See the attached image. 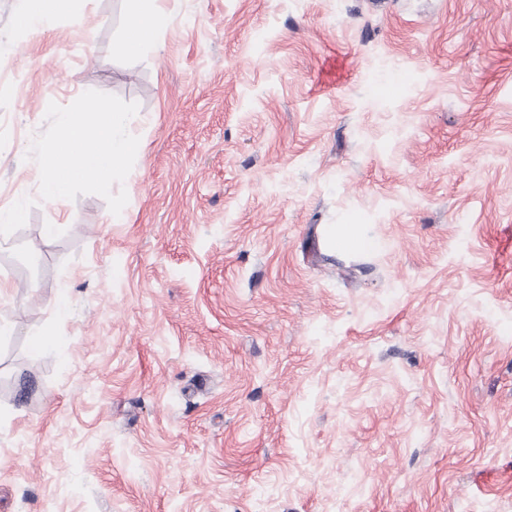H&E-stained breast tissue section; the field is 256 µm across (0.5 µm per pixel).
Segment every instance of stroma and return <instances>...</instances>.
Returning a JSON list of instances; mask_svg holds the SVG:
<instances>
[{
	"instance_id": "1",
	"label": "stroma",
	"mask_w": 512,
	"mask_h": 512,
	"mask_svg": "<svg viewBox=\"0 0 512 512\" xmlns=\"http://www.w3.org/2000/svg\"><path fill=\"white\" fill-rule=\"evenodd\" d=\"M19 3L0 512H512V0H164L136 54L128 0ZM88 99L141 151L50 202ZM15 16L18 29L30 31L47 25L57 14L67 10L71 0H24ZM329 235L349 250L367 251L375 244L360 224L333 225Z\"/></svg>"
}]
</instances>
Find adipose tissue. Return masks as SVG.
Wrapping results in <instances>:
<instances>
[{"label": "adipose tissue", "mask_w": 512, "mask_h": 512, "mask_svg": "<svg viewBox=\"0 0 512 512\" xmlns=\"http://www.w3.org/2000/svg\"><path fill=\"white\" fill-rule=\"evenodd\" d=\"M131 9L120 49L139 52L152 40L164 20L158 0H130ZM118 113L103 102L87 101L82 112L62 114L47 149L43 165V193L61 202L78 182L110 183L121 163L140 151L139 143L119 134Z\"/></svg>", "instance_id": "obj_1"}]
</instances>
